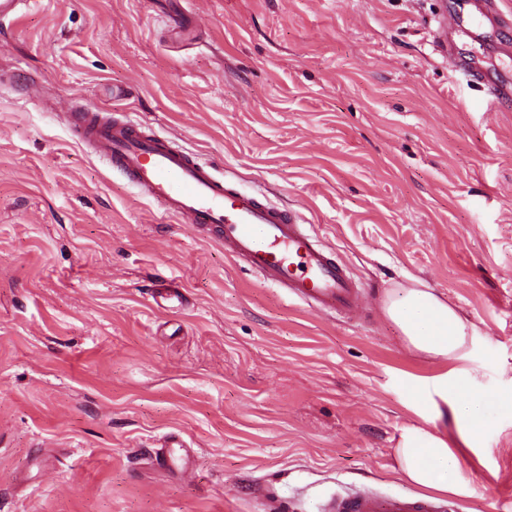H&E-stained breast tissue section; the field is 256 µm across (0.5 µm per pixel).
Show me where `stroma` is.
Listing matches in <instances>:
<instances>
[{"mask_svg": "<svg viewBox=\"0 0 512 512\" xmlns=\"http://www.w3.org/2000/svg\"><path fill=\"white\" fill-rule=\"evenodd\" d=\"M467 2L39 0L0 25V512L414 494L396 450L415 428L454 449L461 512H512V411L487 406L470 450L450 405L407 388L459 368L477 398L512 394V101L488 89L512 53L470 38ZM443 13L485 82L442 51ZM80 110L298 210L364 311L260 284L72 140ZM399 286L473 325L466 360L407 347L384 312Z\"/></svg>", "mask_w": 512, "mask_h": 512, "instance_id": "obj_1", "label": "stroma"}]
</instances>
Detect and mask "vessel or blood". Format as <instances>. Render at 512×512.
Here are the masks:
<instances>
[{
  "label": "vessel or blood",
  "instance_id": "obj_1",
  "mask_svg": "<svg viewBox=\"0 0 512 512\" xmlns=\"http://www.w3.org/2000/svg\"><path fill=\"white\" fill-rule=\"evenodd\" d=\"M482 25L512 26L501 0H472ZM70 133L123 173L139 194L184 223L212 231L224 251L266 285L284 289L306 305L349 317L363 296L345 263L326 249L296 212L265 204L258 196L217 177L212 166L176 147L142 122L102 112H78ZM323 512H448L430 497L379 495L367 490L332 496Z\"/></svg>",
  "mask_w": 512,
  "mask_h": 512
}]
</instances>
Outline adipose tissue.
I'll list each match as a JSON object with an SVG mask.
<instances>
[{"label":"adipose tissue","mask_w":512,"mask_h":512,"mask_svg":"<svg viewBox=\"0 0 512 512\" xmlns=\"http://www.w3.org/2000/svg\"><path fill=\"white\" fill-rule=\"evenodd\" d=\"M385 313L415 351L439 361L466 358L471 328L447 302L430 291L393 289ZM429 383L440 398H453L452 412L463 428L465 441L476 440L484 427V403L470 396L463 372L436 375ZM396 457L400 473L411 484L444 494L459 492L458 460L445 439L415 433L397 449Z\"/></svg>","instance_id":"1"}]
</instances>
